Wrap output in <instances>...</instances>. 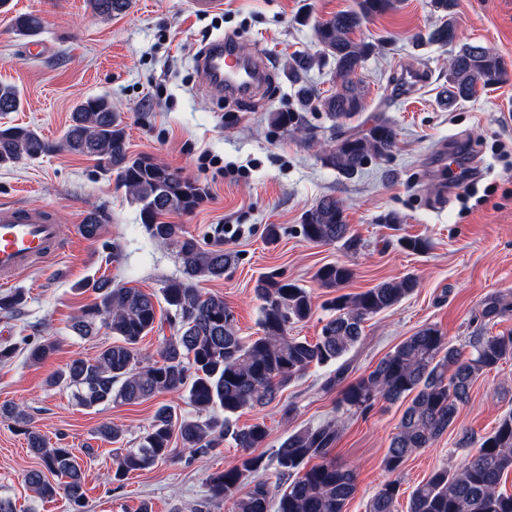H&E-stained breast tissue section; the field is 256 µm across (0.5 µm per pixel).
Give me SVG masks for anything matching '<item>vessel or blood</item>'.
<instances>
[{"mask_svg": "<svg viewBox=\"0 0 512 512\" xmlns=\"http://www.w3.org/2000/svg\"><path fill=\"white\" fill-rule=\"evenodd\" d=\"M205 88L213 95L248 96L262 86L263 62L241 58L228 39L212 42L197 60ZM61 245L54 214L47 209L0 205V287L14 284L20 273L55 256Z\"/></svg>", "mask_w": 512, "mask_h": 512, "instance_id": "vessel-or-blood-1", "label": "vessel or blood"}]
</instances>
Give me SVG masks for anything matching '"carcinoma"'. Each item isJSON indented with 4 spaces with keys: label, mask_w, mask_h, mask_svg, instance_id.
I'll use <instances>...</instances> for the list:
<instances>
[{
    "label": "carcinoma",
    "mask_w": 512,
    "mask_h": 512,
    "mask_svg": "<svg viewBox=\"0 0 512 512\" xmlns=\"http://www.w3.org/2000/svg\"><path fill=\"white\" fill-rule=\"evenodd\" d=\"M400 0H357V8L342 11L316 23L314 30L320 54L336 64L339 83L323 95L305 80L317 57L299 53L288 63V79L295 87L296 107L272 115L283 130L301 135L309 148L317 149L321 163L345 178H352L371 160L387 159L397 143V131L385 117L375 116L370 126L357 132L341 131L321 143L303 124L302 113L325 112L333 126L365 109L364 90L356 79L358 70L375 53L370 41L352 35L376 15L396 11ZM96 16L112 18L126 14L132 0H87ZM441 23L428 41L442 46L459 39L457 0H430ZM22 36H35L43 19L32 13L13 18ZM509 80L503 59L481 45L462 43L451 58L442 104L453 107L472 98L478 89L491 90ZM22 105L20 90L0 82V114L16 112ZM67 151L95 158L103 170L114 172L129 194L141 205L140 215L149 235L176 252L182 276L168 281L162 296L171 315L169 335L162 336L156 352L144 355L140 341L154 330L156 307L153 295L138 288L112 284L102 276L89 284L96 301L82 308L71 328L91 336L101 328L116 341L93 357H76L49 379V385L77 389L79 405L94 408L112 404H138L162 394L185 391L199 417L177 414L165 402L158 403L138 445L113 459L112 480L121 482L138 470L158 463H173L187 451L205 456L230 441L241 454L220 471L205 479L206 497L196 512H345L357 490L354 468L331 457L342 432L339 418L290 433L274 453L278 475L288 484L272 496L262 479L270 462L251 449L268 436L263 423L238 428L233 417L246 409L265 407L277 393L299 380L312 367H332L324 388H340L337 410L365 414L377 401L408 400L397 432L383 460L389 473L400 471L416 451L434 445L452 428L460 409L469 403L475 382L500 362L512 359V332L492 334L487 324L505 315L507 304L500 297L486 300L474 317L477 329L470 350L454 345L439 328L427 326L383 357L368 373L344 383L348 370L346 355L360 342L364 323L372 316L397 305L417 287L411 276L383 281L357 293L342 294L353 276L345 263H329L315 272L319 285L336 296L325 303L328 311L320 336L310 341L292 336L289 330L312 316V298L307 289L270 273L257 280L260 300L258 325L261 335H240L234 311L224 297L200 292L197 285L224 277L238 261V253L224 248V230L214 229L213 241L201 244L191 235L178 232L166 221L172 214L193 212L203 201V190L182 173L148 155H134L128 146L127 124L104 97L77 103L60 140H51L35 127L0 124V169L24 160ZM101 216L90 212L80 225L82 235L95 239ZM305 239L315 244L344 242L354 248L357 238L346 223L344 205L333 197L321 199L305 212L301 224ZM398 245L410 253L428 249L418 236H402ZM24 303L15 291L0 296V312L11 313ZM55 351L49 338L37 343L29 360L40 362ZM0 418L13 421L25 436L39 467L27 471L26 485L41 500L65 493L81 512L84 476L73 449L52 446L32 425L19 404L0 406ZM108 442L123 439V430L110 423L97 429ZM512 473V412L506 413L495 430L484 437L476 453L462 465L439 468L410 494L407 512H512V493L501 488L504 475ZM400 483L390 480L372 496L367 512H399Z\"/></svg>",
    "instance_id": "1"
}]
</instances>
